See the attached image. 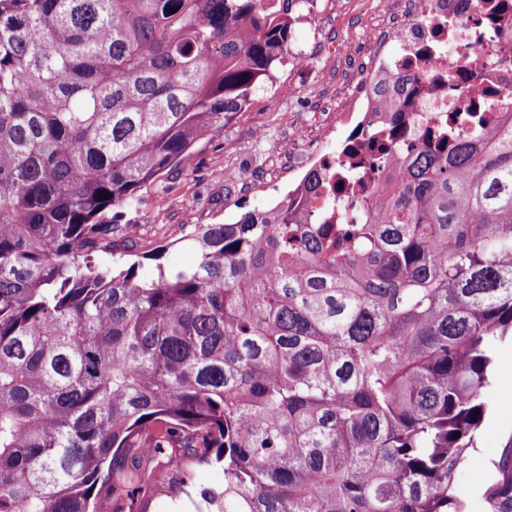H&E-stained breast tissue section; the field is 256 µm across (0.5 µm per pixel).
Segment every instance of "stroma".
<instances>
[{"label": "stroma", "instance_id": "35a3bbf8", "mask_svg": "<svg viewBox=\"0 0 512 512\" xmlns=\"http://www.w3.org/2000/svg\"><path fill=\"white\" fill-rule=\"evenodd\" d=\"M371 0H338L335 14L312 15L309 4L299 5L292 23L288 52L314 45L334 47L344 54L356 15L372 10ZM340 63L328 62L323 74L289 71L278 63L270 81L260 84L249 106L235 114L223 130L199 141L190 168L174 167L144 185L138 202L116 208L117 227L112 248H93L96 259L111 261L113 255L150 253L165 246L164 263L172 268L192 264L194 250L184 238L197 224H231L241 214L262 210L294 187L288 174L292 157L293 117L279 104L282 91L294 88L303 98L308 143L322 141L325 114L335 111L345 98L339 79ZM486 400L491 417L485 418L477 449L485 459L476 464L466 457L456 474L462 496L473 488L487 487L498 475V464L512 450V340L499 346ZM224 484L220 467L201 465L189 456L177 468L158 465L147 491L135 504V512H197L200 492ZM464 512H485L484 500L469 501Z\"/></svg>", "mask_w": 512, "mask_h": 512}]
</instances>
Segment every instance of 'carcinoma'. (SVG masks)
<instances>
[{
  "instance_id": "cac0c4a2",
  "label": "carcinoma",
  "mask_w": 512,
  "mask_h": 512,
  "mask_svg": "<svg viewBox=\"0 0 512 512\" xmlns=\"http://www.w3.org/2000/svg\"><path fill=\"white\" fill-rule=\"evenodd\" d=\"M302 2L0 0V512L132 502L181 453L224 464L215 512H460L512 333V130L427 132L360 224L306 222L310 171L195 225L192 267L87 253L250 103ZM484 500L512 512L511 459Z\"/></svg>"
}]
</instances>
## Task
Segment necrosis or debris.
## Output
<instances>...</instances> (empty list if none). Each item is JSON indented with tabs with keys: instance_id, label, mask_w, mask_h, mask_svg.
I'll return each mask as SVG.
<instances>
[{
	"instance_id": "4bbe7bcc",
	"label": "necrosis or debris",
	"mask_w": 512,
	"mask_h": 512,
	"mask_svg": "<svg viewBox=\"0 0 512 512\" xmlns=\"http://www.w3.org/2000/svg\"><path fill=\"white\" fill-rule=\"evenodd\" d=\"M353 28L345 54L349 94L326 127L327 145L300 146L298 163L334 175L346 208L375 207L401 158L376 137L390 128L384 91L405 74L414 89L401 112L409 144L440 123L470 133L476 120L512 124V0H380Z\"/></svg>"
}]
</instances>
